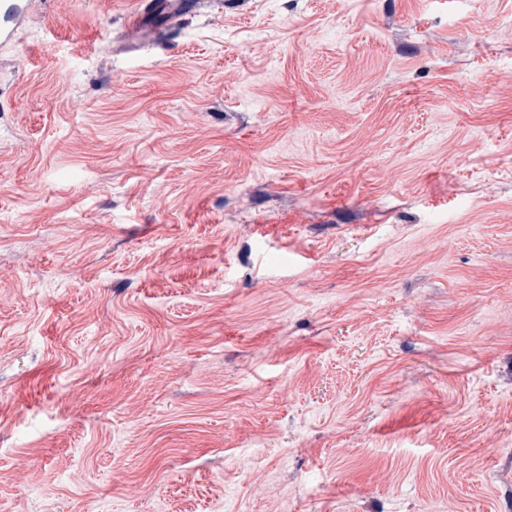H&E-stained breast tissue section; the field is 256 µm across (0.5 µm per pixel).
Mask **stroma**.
Returning <instances> with one entry per match:
<instances>
[{"label":"stroma","instance_id":"35a3bbf8","mask_svg":"<svg viewBox=\"0 0 512 512\" xmlns=\"http://www.w3.org/2000/svg\"><path fill=\"white\" fill-rule=\"evenodd\" d=\"M134 2L0 45V512H512V0ZM204 0H140L135 10L126 17L128 32L137 40V46L145 47L154 40L151 20L161 18L166 24L182 22L199 13Z\"/></svg>","mask_w":512,"mask_h":512}]
</instances>
